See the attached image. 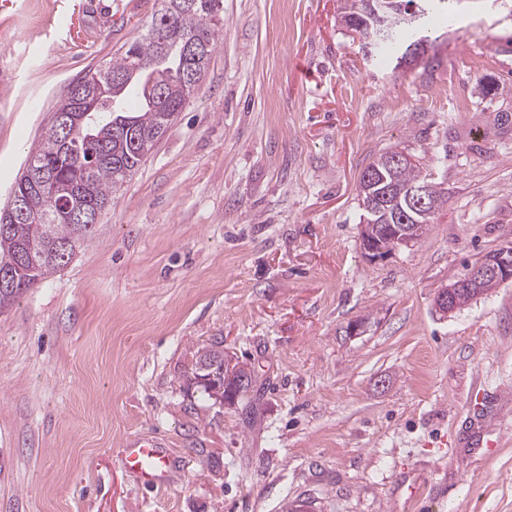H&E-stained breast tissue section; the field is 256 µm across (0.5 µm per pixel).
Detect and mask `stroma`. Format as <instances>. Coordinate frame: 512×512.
<instances>
[{
  "label": "stroma",
  "instance_id": "1",
  "mask_svg": "<svg viewBox=\"0 0 512 512\" xmlns=\"http://www.w3.org/2000/svg\"><path fill=\"white\" fill-rule=\"evenodd\" d=\"M223 2L153 154L0 312V512H512V280L434 307L512 247V0H453L407 66L366 54L338 0ZM158 8L0 9V204L70 84ZM389 149L448 202L372 258L358 181ZM216 340L254 374L232 406L192 381ZM135 438L162 442L172 483L124 469ZM185 55L191 62V68L188 70V83L192 87L199 85L200 69L207 65L206 57L202 56L201 48L197 42H189L185 47ZM509 279H512V254L507 249L490 252L470 270L461 283H452L439 290L435 298V308L447 316L473 300L475 295L472 293H481L485 289L483 287L486 283L491 282L487 286V292H489L500 284L496 281ZM462 285L471 288L472 293L468 289L462 288L457 294L456 307L455 296Z\"/></svg>",
  "mask_w": 512,
  "mask_h": 512
}]
</instances>
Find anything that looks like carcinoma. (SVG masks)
<instances>
[{"mask_svg": "<svg viewBox=\"0 0 512 512\" xmlns=\"http://www.w3.org/2000/svg\"><path fill=\"white\" fill-rule=\"evenodd\" d=\"M399 2L406 6L418 4L420 18L411 24L401 11L390 12L370 48L371 56L378 61L392 57L402 60L417 50L424 39L422 33L431 29L439 5L445 0ZM165 3L167 0H160V8L139 39L86 75L99 86V99L82 128L73 132L72 153L58 154L56 140L47 127L28 155L36 168L49 167L60 179L90 180L91 201L105 208L112 206L114 193L145 163L194 93L184 82L181 45L202 38L211 55L216 34L223 27L222 0H196L194 8L172 12ZM393 154L392 150L380 153L361 172V200L384 194L392 181L401 188L425 184L434 212L426 220H417L408 205L400 201L388 207L386 216L366 210L363 217L383 224L418 223L421 238L447 199L443 191L433 188L428 175L416 164L388 168ZM370 171L375 172L376 179L367 182L365 175ZM30 205L39 216V223L14 224L7 236H0V264L31 247L49 252L58 241H67L71 248L78 249L95 233L93 225L54 223L58 201L49 191L32 194ZM63 269L59 262H43L33 272L22 274L17 287L0 290V310L14 305L29 288Z\"/></svg>", "mask_w": 512, "mask_h": 512, "instance_id": "cac0c4a2", "label": "carcinoma"}]
</instances>
